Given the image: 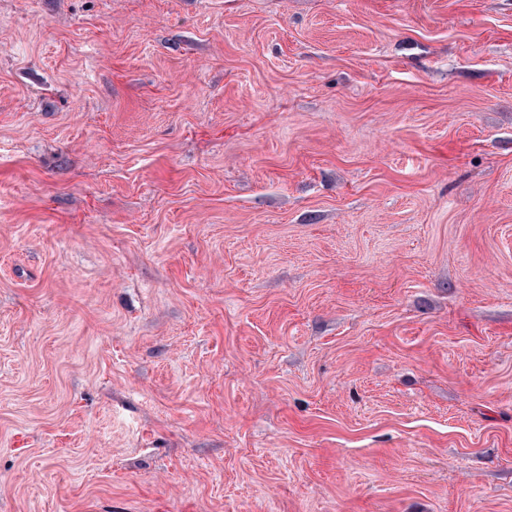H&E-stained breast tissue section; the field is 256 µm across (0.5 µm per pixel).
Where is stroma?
<instances>
[{"instance_id": "1", "label": "stroma", "mask_w": 512, "mask_h": 512, "mask_svg": "<svg viewBox=\"0 0 512 512\" xmlns=\"http://www.w3.org/2000/svg\"><path fill=\"white\" fill-rule=\"evenodd\" d=\"M0 512H512V0H0Z\"/></svg>"}]
</instances>
